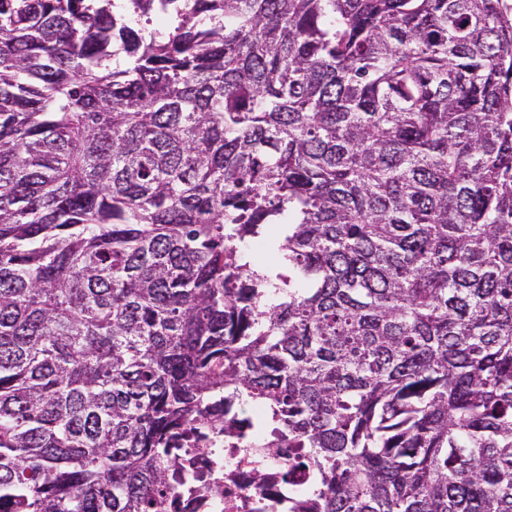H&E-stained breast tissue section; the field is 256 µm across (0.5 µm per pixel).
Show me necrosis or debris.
<instances>
[{"instance_id":"necrosis-or-debris-1","label":"necrosis or debris","mask_w":512,"mask_h":512,"mask_svg":"<svg viewBox=\"0 0 512 512\" xmlns=\"http://www.w3.org/2000/svg\"><path fill=\"white\" fill-rule=\"evenodd\" d=\"M264 415L262 405H246L250 425L244 446L229 447L219 437L211 447L181 452L183 480L170 512H294L295 503L308 493V466L291 450L269 447L259 425ZM258 471L264 475L259 486L252 481Z\"/></svg>"}]
</instances>
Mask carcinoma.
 Segmentation results:
<instances>
[{
	"mask_svg": "<svg viewBox=\"0 0 512 512\" xmlns=\"http://www.w3.org/2000/svg\"><path fill=\"white\" fill-rule=\"evenodd\" d=\"M245 403L305 512H512L507 0H0V512Z\"/></svg>",
	"mask_w": 512,
	"mask_h": 512,
	"instance_id": "carcinoma-1",
	"label": "carcinoma"
}]
</instances>
